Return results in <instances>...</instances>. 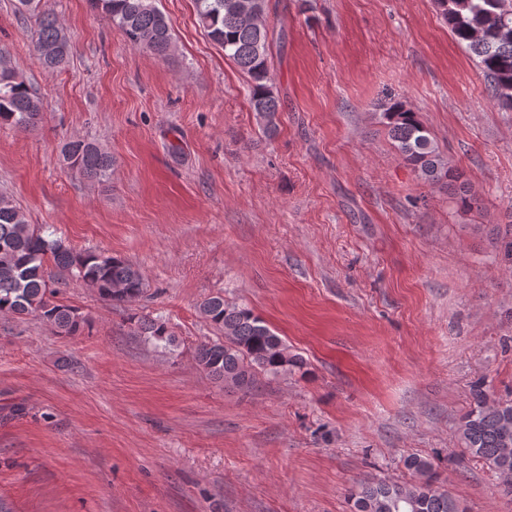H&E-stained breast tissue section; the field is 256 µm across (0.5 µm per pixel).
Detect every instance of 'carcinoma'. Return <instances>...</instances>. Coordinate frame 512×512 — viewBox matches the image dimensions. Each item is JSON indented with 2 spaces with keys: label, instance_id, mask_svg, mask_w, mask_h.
Listing matches in <instances>:
<instances>
[{
  "label": "carcinoma",
  "instance_id": "1",
  "mask_svg": "<svg viewBox=\"0 0 512 512\" xmlns=\"http://www.w3.org/2000/svg\"><path fill=\"white\" fill-rule=\"evenodd\" d=\"M194 2L207 36L249 78L250 107L260 129L275 136L281 103L273 92L268 66V0ZM92 3L131 45L159 57L171 51V28L157 0ZM435 5L455 39L477 58L499 109L512 112V0H435ZM17 11L35 17L31 50L40 66L48 72L64 68L72 42L57 18L41 11L40 0H18ZM381 119L399 158L421 182L448 189L464 210L478 206L464 171L443 156L416 113L393 100L381 112ZM42 120L40 98L16 70L10 51L1 48L0 127L26 131ZM62 157L70 169L89 181L103 182L112 171V155L92 141L67 142ZM489 235L512 263V239L495 228ZM49 263L67 279H50ZM70 280L116 303L135 302L146 290L142 273L129 261L93 250H74L45 227L27 223L12 200L0 193V312L34 316L61 336H76L85 318L59 298ZM198 312L216 333L194 349L197 365L210 377L244 391L253 386L259 372L273 377L305 372V360L291 352L249 306L230 302L218 292L202 300ZM130 330L158 347H176L174 333L159 318L133 317ZM457 442L464 456L494 472L503 492L512 495L511 399L495 398L486 385L479 384L458 424ZM403 463L412 481L363 478L348 492L350 512H465L460 501L440 484L432 462L409 455Z\"/></svg>",
  "mask_w": 512,
  "mask_h": 512
}]
</instances>
